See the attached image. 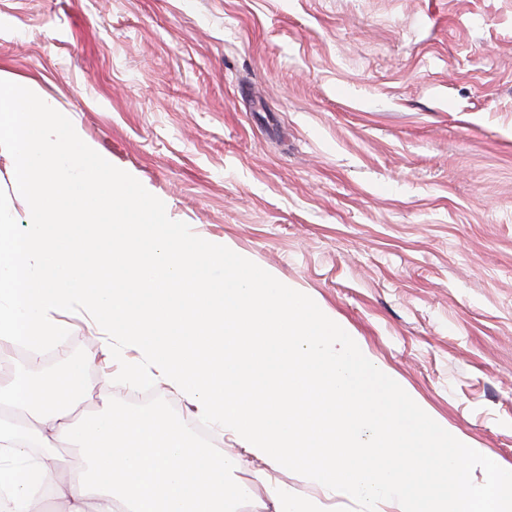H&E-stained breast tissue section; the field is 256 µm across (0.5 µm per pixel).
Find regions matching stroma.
<instances>
[{
	"label": "stroma",
	"instance_id": "obj_1",
	"mask_svg": "<svg viewBox=\"0 0 512 512\" xmlns=\"http://www.w3.org/2000/svg\"><path fill=\"white\" fill-rule=\"evenodd\" d=\"M0 73L512 466V0H0Z\"/></svg>",
	"mask_w": 512,
	"mask_h": 512
}]
</instances>
